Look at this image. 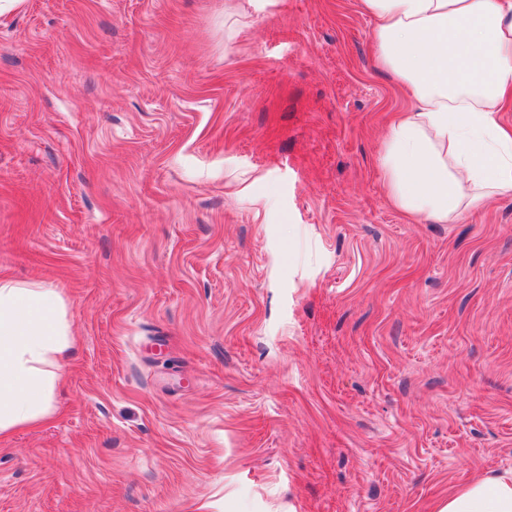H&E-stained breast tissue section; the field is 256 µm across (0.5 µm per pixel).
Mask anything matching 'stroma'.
Returning <instances> with one entry per match:
<instances>
[{
	"label": "stroma",
	"mask_w": 512,
	"mask_h": 512,
	"mask_svg": "<svg viewBox=\"0 0 512 512\" xmlns=\"http://www.w3.org/2000/svg\"><path fill=\"white\" fill-rule=\"evenodd\" d=\"M361 0L0 13V276L66 297L0 512H435L512 471V195L415 221Z\"/></svg>",
	"instance_id": "1"
}]
</instances>
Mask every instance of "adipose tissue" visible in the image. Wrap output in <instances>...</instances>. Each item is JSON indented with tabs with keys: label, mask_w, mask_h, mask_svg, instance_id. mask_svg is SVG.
Returning a JSON list of instances; mask_svg holds the SVG:
<instances>
[{
	"label": "adipose tissue",
	"mask_w": 512,
	"mask_h": 512,
	"mask_svg": "<svg viewBox=\"0 0 512 512\" xmlns=\"http://www.w3.org/2000/svg\"><path fill=\"white\" fill-rule=\"evenodd\" d=\"M380 67L409 103L382 158L394 204L448 222L512 194V0H361ZM75 339L58 289L0 278V434L45 421ZM437 512H512V472L460 486Z\"/></svg>",
	"instance_id": "adipose-tissue-1"
}]
</instances>
